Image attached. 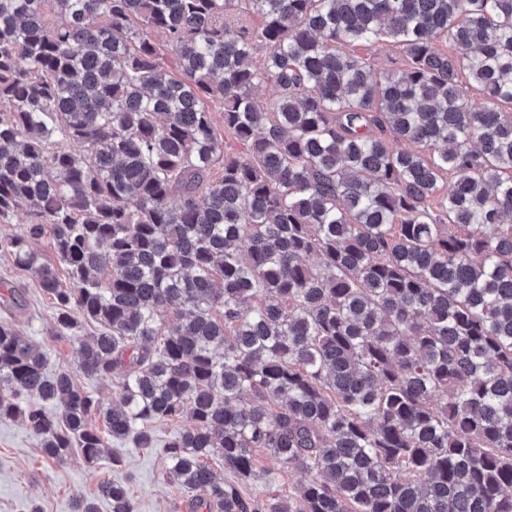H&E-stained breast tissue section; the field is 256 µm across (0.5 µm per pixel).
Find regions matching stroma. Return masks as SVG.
Listing matches in <instances>:
<instances>
[{
    "mask_svg": "<svg viewBox=\"0 0 512 512\" xmlns=\"http://www.w3.org/2000/svg\"><path fill=\"white\" fill-rule=\"evenodd\" d=\"M22 291L25 306L16 319L25 336L46 353L53 368H65L73 361L77 338H89L96 326H83L79 336L58 334L55 310L40 291L33 274L15 270L9 257L0 252V283ZM110 449L125 458L122 469L107 461L88 466L80 453L59 462L45 461L37 440L17 421L0 422V512H29L38 504L41 512H74L76 494L93 496L102 478L130 480L135 512H188L184 495L164 481V459L157 448L137 450L131 445L111 443ZM304 479L303 473L289 471L268 452L258 454L250 492L292 489Z\"/></svg>",
    "mask_w": 512,
    "mask_h": 512,
    "instance_id": "35a3bbf8",
    "label": "stroma"
}]
</instances>
